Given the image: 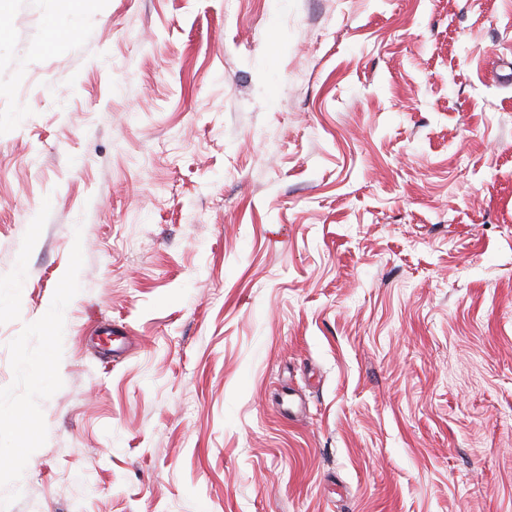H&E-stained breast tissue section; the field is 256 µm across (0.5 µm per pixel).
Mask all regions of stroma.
<instances>
[{"label":"stroma","mask_w":512,"mask_h":512,"mask_svg":"<svg viewBox=\"0 0 512 512\" xmlns=\"http://www.w3.org/2000/svg\"><path fill=\"white\" fill-rule=\"evenodd\" d=\"M0 512H512V0H0Z\"/></svg>","instance_id":"stroma-1"}]
</instances>
